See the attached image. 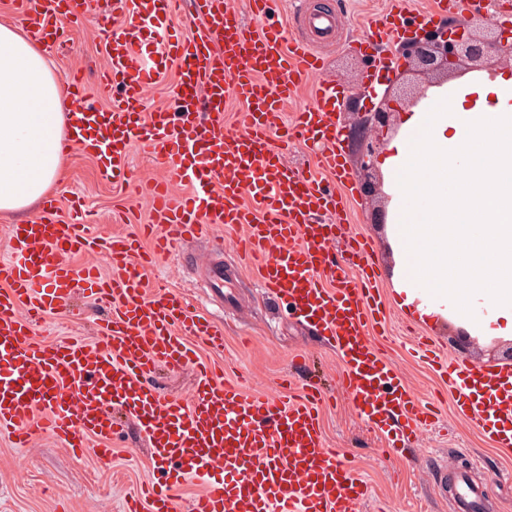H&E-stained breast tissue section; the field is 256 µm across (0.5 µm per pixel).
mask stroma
<instances>
[{"label":"stroma","instance_id":"obj_1","mask_svg":"<svg viewBox=\"0 0 512 512\" xmlns=\"http://www.w3.org/2000/svg\"><path fill=\"white\" fill-rule=\"evenodd\" d=\"M393 0H310L342 17L344 29L332 47L321 74L339 98L369 74L366 53L350 49V39L366 35L373 14L389 9ZM68 48L54 55L59 71L81 68L93 102L108 106L121 89L97 84L103 63L101 33L68 23ZM58 195L80 200L94 214L101 234H135L148 221L147 203L134 189L101 182L95 160L76 152L64 160ZM345 231L371 241L376 252L378 287L389 309L386 334L374 341L402 370L413 392L441 417L443 431L423 432L413 450L388 452L383 438L362 421L351 393L341 382L342 361L319 336L303 327L296 314L272 300L257 282V264L249 262L235 282L238 303L215 304L199 282L192 255L216 254L226 271L238 261L231 242L237 231L206 230L194 244L162 259L147 270L150 284L180 289L191 304L224 322V347H200L214 376L238 378L248 393H296L307 381L320 391L319 414L326 447L338 449L342 463L369 487L361 512H449L440 480L472 469L483 492V512H512V447L497 448L452 407L453 394L432 366L409 355L412 334L429 336L448 356L489 367L506 366L512 346L497 339L468 335L446 321L424 322L399 306L391 282L393 257L378 199L359 181L342 192ZM111 312L108 307L77 299L67 310L51 313L34 326L35 340L54 343L69 336L100 337ZM111 458L75 456L49 436L31 447L16 448L0 436V512H124L128 494L156 472L137 431L122 429L112 441Z\"/></svg>","mask_w":512,"mask_h":512}]
</instances>
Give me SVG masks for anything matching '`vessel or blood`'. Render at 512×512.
Here are the masks:
<instances>
[{"mask_svg": "<svg viewBox=\"0 0 512 512\" xmlns=\"http://www.w3.org/2000/svg\"><path fill=\"white\" fill-rule=\"evenodd\" d=\"M18 4L35 36L61 45L59 0ZM250 11L248 25L232 0H111L105 17L90 13L88 0H70L67 12L102 32L99 78L121 85L122 95L95 107L80 72L65 74L73 118L62 151L93 157L109 183L129 182L135 144L163 160L165 175L144 184L150 222L143 233L154 250L142 251L124 233L101 236L77 208L59 220L62 199L53 194L32 221L10 225L0 256V433L18 448L47 433L74 453L107 458L121 424L134 425L165 480L131 498L125 512H171L175 490L190 480L202 491L188 512H359L368 496L323 443L318 395L249 396L240 382L211 377L196 345L223 348V327L193 311L180 291L147 283L145 270L158 256L210 224L242 230L235 250L258 259L264 287L340 354L358 413L389 448L407 446L434 416L370 337V322L386 315L372 244L338 236L337 189L350 173L336 143V95L318 77L321 48L334 42L339 21L306 0L286 24L270 20L271 0H250ZM184 12L195 25L188 36L174 26ZM401 20L396 7L376 14L375 36H393ZM145 24L160 36L150 50L140 39ZM171 62L179 65L173 98L147 110V93ZM312 77V104L285 122L286 104ZM230 99L244 106L231 129L224 122ZM279 130L322 145L319 165L329 179L289 162L287 146L271 142ZM339 242L349 255L341 264L332 253ZM76 253L104 255L108 272L75 264ZM199 266L211 298L223 299L221 259L208 255ZM78 295L111 306L104 336L94 344L35 341L41 317ZM416 351L448 381L458 413L495 446L512 447V369L442 356L424 337ZM160 366L194 372L189 398H166L150 385Z\"/></svg>", "mask_w": 512, "mask_h": 512, "instance_id": "1", "label": "vessel or blood"}]
</instances>
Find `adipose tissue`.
<instances>
[{
	"mask_svg": "<svg viewBox=\"0 0 512 512\" xmlns=\"http://www.w3.org/2000/svg\"><path fill=\"white\" fill-rule=\"evenodd\" d=\"M64 126L43 43L0 24L1 213L26 210L59 181ZM380 168L400 306L512 342V75L432 89Z\"/></svg>",
	"mask_w": 512,
	"mask_h": 512,
	"instance_id": "obj_1",
	"label": "adipose tissue"
}]
</instances>
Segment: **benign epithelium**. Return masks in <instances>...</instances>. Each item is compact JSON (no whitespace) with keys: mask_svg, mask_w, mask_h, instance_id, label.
Segmentation results:
<instances>
[{"mask_svg":"<svg viewBox=\"0 0 512 512\" xmlns=\"http://www.w3.org/2000/svg\"><path fill=\"white\" fill-rule=\"evenodd\" d=\"M511 52L512 28L490 23L482 15L464 23L452 19L416 29L391 53L382 97L356 112V176L365 182L380 179V139L370 132L393 125L400 103L415 105L428 88L466 71H488Z\"/></svg>","mask_w":512,"mask_h":512,"instance_id":"benign-epithelium-1","label":"benign epithelium"}]
</instances>
